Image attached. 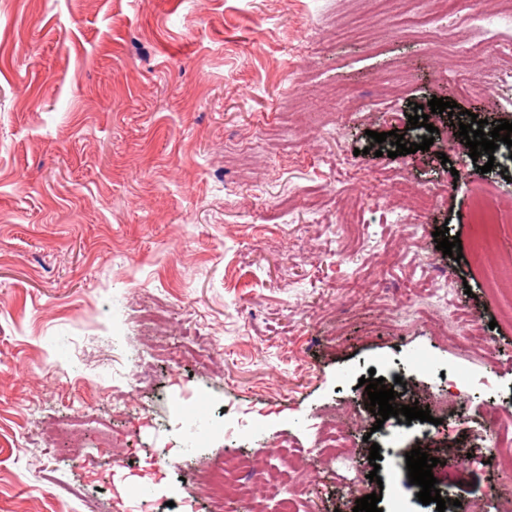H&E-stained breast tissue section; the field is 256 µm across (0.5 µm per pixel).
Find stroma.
Here are the masks:
<instances>
[{"label": "stroma", "instance_id": "1", "mask_svg": "<svg viewBox=\"0 0 512 512\" xmlns=\"http://www.w3.org/2000/svg\"><path fill=\"white\" fill-rule=\"evenodd\" d=\"M411 2L0 0V512H70L76 492L125 512L140 476L152 512H217L193 472L239 453L274 467L282 446L299 512H351L343 477L309 454L328 418L358 468L371 444L417 446L359 438L362 376L394 385L423 355L434 372L403 390L419 406L451 369L512 392V160L478 173L444 113L425 151L392 159L371 137L421 142L408 117L435 96L512 121V64L494 49L512 24L495 0H454L432 32L408 33ZM477 28L482 80L459 93L451 55ZM483 191L501 218L487 251L471 224ZM352 202L360 221L342 223ZM443 225L461 259L437 250ZM439 274L461 313L445 330L412 313ZM187 401L243 426L188 447L172 427ZM488 402H449L436 445L466 459L462 505L503 512L484 496L502 481L485 463ZM70 420L76 437L45 438ZM132 448L137 467L115 465Z\"/></svg>", "mask_w": 512, "mask_h": 512}]
</instances>
